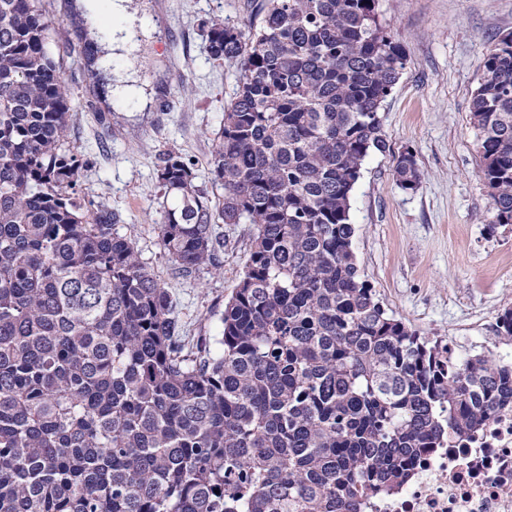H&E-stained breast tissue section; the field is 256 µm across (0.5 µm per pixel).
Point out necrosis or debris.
<instances>
[{
  "label": "necrosis or debris",
  "instance_id": "4bbe7bcc",
  "mask_svg": "<svg viewBox=\"0 0 512 512\" xmlns=\"http://www.w3.org/2000/svg\"><path fill=\"white\" fill-rule=\"evenodd\" d=\"M359 512H512V397L422 455L407 483L364 496Z\"/></svg>",
  "mask_w": 512,
  "mask_h": 512
}]
</instances>
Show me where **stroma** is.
<instances>
[{"mask_svg": "<svg viewBox=\"0 0 512 512\" xmlns=\"http://www.w3.org/2000/svg\"><path fill=\"white\" fill-rule=\"evenodd\" d=\"M133 2L145 33L112 68L134 73L151 93L148 112L133 98H98L71 0H43L70 100L66 147L86 163L81 194L122 215L119 232L167 289L192 343L216 335L253 227L216 222L220 269L204 265L194 277H178L158 237L156 163L160 153L176 151L192 163L197 184L208 183L215 134L240 71L210 58L202 24L221 17L245 26L253 0ZM377 12L408 64L380 111L389 149L366 157L353 192V249L389 314L420 335L451 342L458 356L478 354L495 340L498 313L512 307V224L489 227L491 199L470 110L488 49L512 32V0H378ZM406 150L421 174L409 191L394 175Z\"/></svg>", "mask_w": 512, "mask_h": 512, "instance_id": "1", "label": "stroma"}]
</instances>
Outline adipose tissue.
I'll use <instances>...</instances> for the list:
<instances>
[{"label":"adipose tissue","mask_w":512,"mask_h":512,"mask_svg":"<svg viewBox=\"0 0 512 512\" xmlns=\"http://www.w3.org/2000/svg\"><path fill=\"white\" fill-rule=\"evenodd\" d=\"M76 10L88 22L87 36L97 47L96 66L108 70L117 52H131L138 45V17L133 0H110L107 9H100L99 0H76Z\"/></svg>","instance_id":"ef3b65f1"}]
</instances>
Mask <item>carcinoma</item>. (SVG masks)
<instances>
[{"mask_svg": "<svg viewBox=\"0 0 512 512\" xmlns=\"http://www.w3.org/2000/svg\"><path fill=\"white\" fill-rule=\"evenodd\" d=\"M376 2L257 0L246 30L203 23L241 71L211 169L223 195L159 154L160 244L189 276L221 267L215 221L254 232L220 336L188 348L120 215L79 195L42 0H0V512H357L512 392L511 367L420 335L360 274L352 194L407 65ZM471 122L490 228L512 224V33ZM395 175L418 185L410 151Z\"/></svg>", "mask_w": 512, "mask_h": 512, "instance_id": "obj_1", "label": "carcinoma"}]
</instances>
